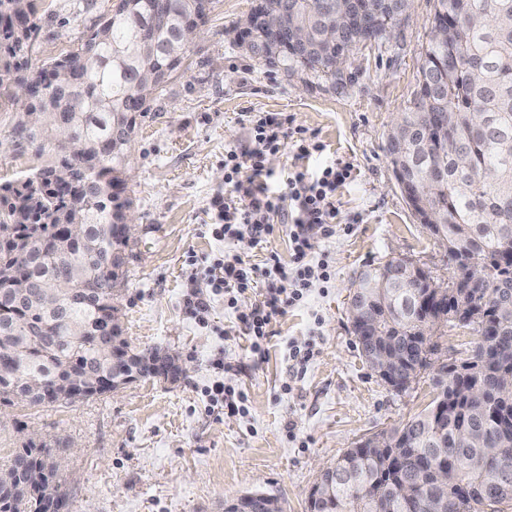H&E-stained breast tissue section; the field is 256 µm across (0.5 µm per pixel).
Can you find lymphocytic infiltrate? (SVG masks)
Wrapping results in <instances>:
<instances>
[{
	"mask_svg": "<svg viewBox=\"0 0 512 512\" xmlns=\"http://www.w3.org/2000/svg\"><path fill=\"white\" fill-rule=\"evenodd\" d=\"M285 124V119L277 117L258 119L251 131L253 147L247 154L234 149L225 151L224 184L229 191L212 202L215 221L211 234L218 239H229L245 231L260 242L279 230L288 232L290 263L294 268L291 281L270 289L259 307L242 318L251 349L256 353L262 350L272 320L304 298L314 277L328 278L327 264L312 266L310 256L317 238L333 234L339 217L336 191L353 174L352 164L340 159L315 174L298 166L289 172L285 192L270 191L264 182L268 174L267 155L289 146L302 157L323 149L305 130H289ZM199 266V276L191 281L184 307L202 324L209 321L212 295L247 290L257 276L256 269L226 264L220 254L200 258Z\"/></svg>",
	"mask_w": 512,
	"mask_h": 512,
	"instance_id": "obj_1",
	"label": "lymphocytic infiltrate"
}]
</instances>
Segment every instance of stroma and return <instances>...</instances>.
<instances>
[{"mask_svg": "<svg viewBox=\"0 0 512 512\" xmlns=\"http://www.w3.org/2000/svg\"><path fill=\"white\" fill-rule=\"evenodd\" d=\"M106 4L42 0L34 66L70 51L75 19L91 23ZM251 4L219 0L182 75L141 118L129 158L135 230L121 323L132 348L177 351L185 377L142 379L76 405H0V466L40 438L61 465L70 512H224L225 501L251 491L281 498L286 512H306L322 468L361 438L405 424L434 396L428 371L402 393L384 384L361 357L348 315L350 288L366 266L403 255L439 280L453 272L407 205L385 151L416 88L434 0H412L393 36L356 45L333 78L288 76L240 48L232 28ZM265 116L288 118L324 146L301 160L289 148L275 154L271 191L285 190L297 165L315 173L341 157L354 171L336 191V234L313 255L328 262L330 281L315 282L273 320L256 354L241 318L289 273L288 237L258 243L244 233L222 242L208 225L210 202L225 191V149L248 150L251 123ZM17 119L13 98L1 96L0 183L47 161L14 136ZM191 252H223L262 272L234 306L214 297L206 326L183 307ZM273 256L281 270L270 271ZM294 349L306 360L290 359ZM216 358L223 369L213 368ZM219 385L243 396V411L210 406L206 393Z\"/></svg>", "mask_w": 512, "mask_h": 512, "instance_id": "1", "label": "stroma"}]
</instances>
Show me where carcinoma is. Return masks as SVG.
Here are the masks:
<instances>
[{
  "label": "carcinoma",
  "instance_id": "obj_1",
  "mask_svg": "<svg viewBox=\"0 0 512 512\" xmlns=\"http://www.w3.org/2000/svg\"><path fill=\"white\" fill-rule=\"evenodd\" d=\"M39 0H0V87L15 85L25 103L20 131L54 161L13 182L0 184V263L15 267L0 281V404L15 400L46 406L43 390L60 381L109 373L118 381L143 370L146 351L115 361L108 357L105 312L125 284V270L111 252L128 242L101 245L105 226L129 210L121 199L137 119L149 112L155 92L176 72L168 47L201 0H168L169 14L155 19V0H112L97 27L77 36V46L48 67L28 69ZM382 35L402 17V0H373ZM470 13L452 0H435L431 37L419 51L417 87L428 109L412 98L403 120L409 137L395 153L406 179L438 177L428 205L443 219L436 240L450 258L473 254L475 287L467 296L476 320L475 342L459 369L435 380L432 412L393 433L408 442L392 470L380 453L347 449L319 474L307 512H428L435 496L448 512H507L512 507V0H469ZM337 0H288L289 26L306 37L298 48L278 49L254 32L251 54L277 62L285 73L303 70L334 77L340 56L335 39L354 47L358 33H332ZM90 68L73 84L66 67ZM81 149L75 158L55 144L56 115ZM82 225L72 243L61 225ZM394 262L364 271L352 300L376 310L379 333L395 332L396 351L412 369L426 359L416 342L418 300L398 288ZM59 309L33 299V290L59 278L78 277ZM49 448L31 443L5 468L0 512H43L30 480L37 468L61 485L46 461ZM407 485L412 494L400 495Z\"/></svg>",
  "mask_w": 512,
  "mask_h": 512
}]
</instances>
